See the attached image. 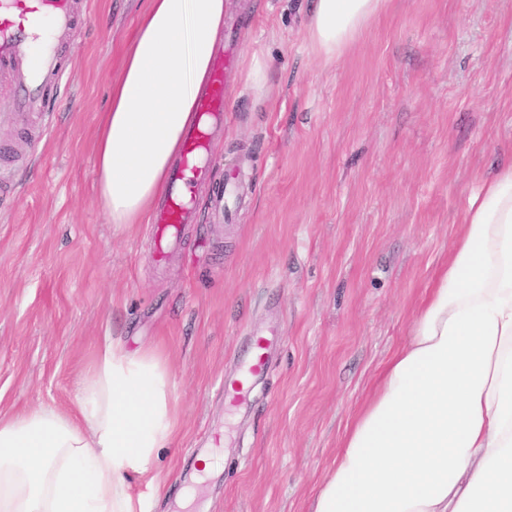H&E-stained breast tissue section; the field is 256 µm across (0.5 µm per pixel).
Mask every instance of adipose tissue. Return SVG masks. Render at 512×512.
<instances>
[{"instance_id":"adipose-tissue-1","label":"adipose tissue","mask_w":512,"mask_h":512,"mask_svg":"<svg viewBox=\"0 0 512 512\" xmlns=\"http://www.w3.org/2000/svg\"><path fill=\"white\" fill-rule=\"evenodd\" d=\"M227 0H147L97 145L115 224L165 190ZM388 0H315L314 54L345 55ZM174 430L167 366L109 342L75 414L0 418V512H137L128 481ZM310 512H512V164L471 195L447 266L356 414Z\"/></svg>"}]
</instances>
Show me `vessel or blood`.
I'll return each mask as SVG.
<instances>
[{
  "instance_id": "b4317fda",
  "label": "vessel or blood",
  "mask_w": 512,
  "mask_h": 512,
  "mask_svg": "<svg viewBox=\"0 0 512 512\" xmlns=\"http://www.w3.org/2000/svg\"><path fill=\"white\" fill-rule=\"evenodd\" d=\"M75 22V0H0V77L14 86L12 105L16 110L44 114L55 110L64 80L72 75L64 47ZM237 58L236 42L230 38L223 55L211 63L208 83L197 100V118L184 135L179 159L170 173L168 194L153 215L155 263L164 262L182 225L193 219L194 182L210 162L211 132L224 121L228 78ZM266 349L265 340L256 341L252 360L232 386L236 397L247 393L251 377L265 372Z\"/></svg>"
}]
</instances>
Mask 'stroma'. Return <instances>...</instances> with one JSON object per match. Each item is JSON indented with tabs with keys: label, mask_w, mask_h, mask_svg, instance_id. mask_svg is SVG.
Returning a JSON list of instances; mask_svg holds the SVG:
<instances>
[{
	"label": "stroma",
	"mask_w": 512,
	"mask_h": 512,
	"mask_svg": "<svg viewBox=\"0 0 512 512\" xmlns=\"http://www.w3.org/2000/svg\"><path fill=\"white\" fill-rule=\"evenodd\" d=\"M312 0H231L264 95L233 79L195 224L157 267L148 224L110 223L96 144L146 0H77L60 111L0 115V417L75 410L98 350L160 353L175 430L131 480L179 512L191 452L223 433L192 512H308L345 428L448 262L478 181L512 163V0H390L358 44L317 60ZM236 169L234 222L213 190ZM268 372L227 402L256 337Z\"/></svg>",
	"instance_id": "obj_1"
}]
</instances>
